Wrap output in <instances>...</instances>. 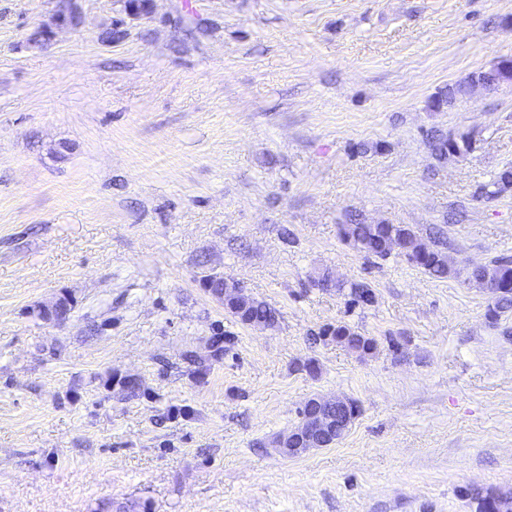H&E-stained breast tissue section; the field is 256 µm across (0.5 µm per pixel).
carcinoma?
I'll return each instance as SVG.
<instances>
[{"instance_id": "1", "label": "carcinoma", "mask_w": 512, "mask_h": 512, "mask_svg": "<svg viewBox=\"0 0 512 512\" xmlns=\"http://www.w3.org/2000/svg\"><path fill=\"white\" fill-rule=\"evenodd\" d=\"M467 85L458 84L450 86L440 92L431 100V107L440 110L456 102L465 95ZM453 141L462 153H467L470 147L469 137L462 135L452 139L444 134H432L429 137V147L432 154L438 158L448 157V142ZM512 190V170L503 169L494 178L491 188L485 189V195L494 198ZM343 238L370 256L384 258L392 254V239L404 244L403 256L411 264L421 268L434 278H447L449 276L466 277V280L479 286L497 283L508 289L494 304L488 306L486 317L492 321L512 312V260L496 258L486 264H479L472 268H460L454 259L442 248H435L425 260L420 259L421 243L415 232L407 226L400 224H367L362 216L351 213L348 222L343 227ZM347 304L351 307L369 305L375 299V293L370 286L363 282H352L346 293ZM224 309L236 318L241 324L248 325L255 321L270 319V308L266 303L257 300L245 292L224 293ZM327 334L359 357L373 356L378 352V341L370 336L359 333L346 322H339L327 329ZM496 495L492 489H468L466 496L476 504L475 512H484L485 500ZM148 502H132L120 504L112 508L111 500H101L93 512H151Z\"/></svg>"}]
</instances>
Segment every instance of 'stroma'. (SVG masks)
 <instances>
[{
	"mask_svg": "<svg viewBox=\"0 0 512 512\" xmlns=\"http://www.w3.org/2000/svg\"><path fill=\"white\" fill-rule=\"evenodd\" d=\"M55 6L0 0V512H474L464 488L512 492V315L341 237L357 212L462 265L512 257V192L481 195L512 166V83L429 107L512 57V0H79L40 42ZM435 130L469 152L436 159ZM325 268L374 304L318 288ZM212 272L276 326L234 320ZM64 294V325L34 316ZM340 321L379 352L322 338ZM318 394L359 405L350 430L275 454Z\"/></svg>",
	"mask_w": 512,
	"mask_h": 512,
	"instance_id": "35a3bbf8",
	"label": "stroma"
}]
</instances>
